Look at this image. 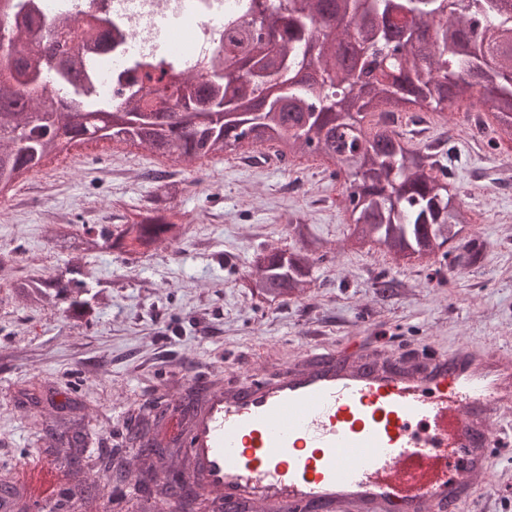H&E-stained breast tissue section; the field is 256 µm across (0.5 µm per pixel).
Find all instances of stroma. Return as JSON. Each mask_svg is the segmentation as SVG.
Returning <instances> with one entry per match:
<instances>
[{"mask_svg": "<svg viewBox=\"0 0 512 512\" xmlns=\"http://www.w3.org/2000/svg\"><path fill=\"white\" fill-rule=\"evenodd\" d=\"M468 107L461 102L444 121L424 112L418 126L399 130L416 128L452 146L456 202L487 242L484 262L473 268L435 257L399 265L373 249L339 252L349 223L332 164L308 154L281 161L260 146L177 161L128 142L90 141L0 194V252L15 257L0 279V491L22 480L38 487L39 469L52 460L55 484L69 488L72 500L50 512H103L104 497L86 494L93 478L76 460L116 445L132 475L116 496L123 512H140L135 475L148 469L164 484L187 471L178 454L116 443L156 397L180 413L201 381L231 382L338 347L403 355L476 345L512 351V148H491L493 132L467 122ZM151 169L176 183L166 203L183 217L180 242L145 256H89L88 269L110 295L90 324L15 299L14 280L63 265L67 253L55 246L54 232L117 225L146 204L157 192L144 177ZM289 214L309 224L324 259L304 297L270 305L247 294L242 279L254 251L292 246ZM382 271L398 283L385 296L375 286ZM81 416L90 447L33 433L34 423ZM463 510L512 512V434L496 442L490 472Z\"/></svg>", "mask_w": 512, "mask_h": 512, "instance_id": "obj_1", "label": "stroma"}]
</instances>
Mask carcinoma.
<instances>
[{
  "label": "carcinoma",
  "mask_w": 512,
  "mask_h": 512,
  "mask_svg": "<svg viewBox=\"0 0 512 512\" xmlns=\"http://www.w3.org/2000/svg\"><path fill=\"white\" fill-rule=\"evenodd\" d=\"M241 18L224 21V58L205 74H186L180 63L135 60L120 73L132 87L112 122L88 129L76 122L97 108L88 63L78 55L54 65L45 45L29 39V19L14 15L3 28L11 66L0 77V184L13 186L64 145L123 140L186 160L207 157L253 134L254 145L273 146L281 158L321 150L340 173L352 177L343 191L354 217L348 242L368 245L405 263L442 254L454 267L478 264L485 244L475 237L468 211L448 196L449 150L415 142L388 123L401 116L416 123L412 108L444 112L473 97L494 111L502 133L512 129V13L500 0H467L457 10L445 0H243ZM224 73L215 79L216 70ZM72 86L55 112L42 113L33 93L44 75ZM287 90L274 94L273 86ZM224 99L233 118L221 119L209 103ZM184 100L194 109H179ZM378 115L381 126L365 129ZM293 248L254 252L243 288L267 303L300 298L315 281L316 248L306 224L287 222ZM185 235L171 207L151 201L116 228H83L68 243L64 270L11 284L32 309L56 308L88 323L102 295L87 269L89 254L103 249L147 255ZM140 419L125 439L149 449L150 425ZM59 443L84 448V419L62 421ZM98 470L121 482L118 452L98 456Z\"/></svg>",
  "instance_id": "1"
}]
</instances>
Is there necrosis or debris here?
<instances>
[{
  "instance_id": "necrosis-or-debris-1",
  "label": "necrosis or debris",
  "mask_w": 512,
  "mask_h": 512,
  "mask_svg": "<svg viewBox=\"0 0 512 512\" xmlns=\"http://www.w3.org/2000/svg\"><path fill=\"white\" fill-rule=\"evenodd\" d=\"M38 14L45 21L66 16L77 23H89L91 34L116 27L120 35L104 43L91 59L97 96L106 103L122 98L114 76L117 64L127 62L130 44H137L142 60L156 59L159 52V16L171 15L180 21L181 34L169 40L166 57L199 71L224 53V20L237 13L230 0H34Z\"/></svg>"
}]
</instances>
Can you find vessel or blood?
I'll list each match as a JSON object with an SVG mask.
<instances>
[{"mask_svg": "<svg viewBox=\"0 0 512 512\" xmlns=\"http://www.w3.org/2000/svg\"><path fill=\"white\" fill-rule=\"evenodd\" d=\"M512 413V353L407 362L330 350L210 382L183 445L191 486L239 512H458Z\"/></svg>", "mask_w": 512, "mask_h": 512, "instance_id": "obj_1", "label": "vessel or blood"}]
</instances>
